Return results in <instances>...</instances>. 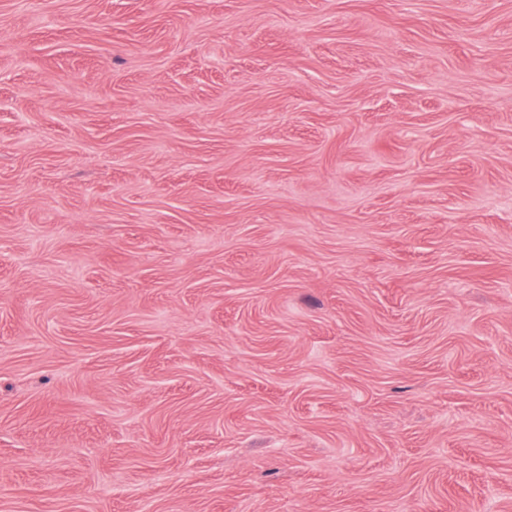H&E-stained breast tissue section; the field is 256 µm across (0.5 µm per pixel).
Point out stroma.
<instances>
[{"instance_id": "stroma-1", "label": "stroma", "mask_w": 512, "mask_h": 512, "mask_svg": "<svg viewBox=\"0 0 512 512\" xmlns=\"http://www.w3.org/2000/svg\"><path fill=\"white\" fill-rule=\"evenodd\" d=\"M0 512H512V0H0Z\"/></svg>"}]
</instances>
